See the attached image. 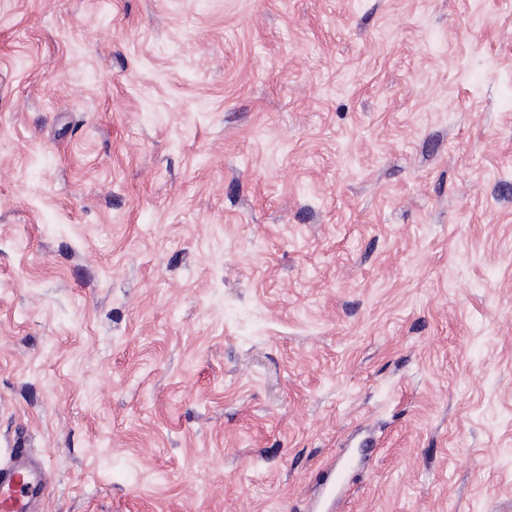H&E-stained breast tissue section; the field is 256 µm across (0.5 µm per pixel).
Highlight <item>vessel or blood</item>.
<instances>
[{"label":"vessel or blood","instance_id":"vessel-or-blood-1","mask_svg":"<svg viewBox=\"0 0 512 512\" xmlns=\"http://www.w3.org/2000/svg\"><path fill=\"white\" fill-rule=\"evenodd\" d=\"M46 496L42 462L28 449L27 441L0 456V512H32L33 503Z\"/></svg>","mask_w":512,"mask_h":512}]
</instances>
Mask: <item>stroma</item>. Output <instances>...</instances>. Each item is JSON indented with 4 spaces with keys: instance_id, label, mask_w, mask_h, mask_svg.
I'll return each instance as SVG.
<instances>
[{
    "instance_id": "obj_1",
    "label": "stroma",
    "mask_w": 512,
    "mask_h": 512,
    "mask_svg": "<svg viewBox=\"0 0 512 512\" xmlns=\"http://www.w3.org/2000/svg\"><path fill=\"white\" fill-rule=\"evenodd\" d=\"M39 512H512V0H0V447ZM17 448L0 456V511L34 512L33 502L46 496L42 462L27 448L31 445L17 440Z\"/></svg>"
}]
</instances>
